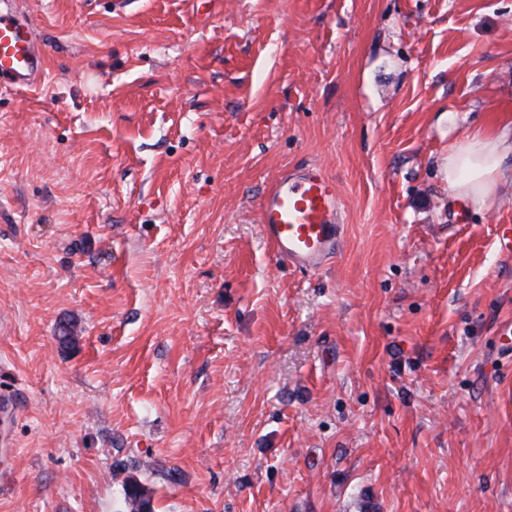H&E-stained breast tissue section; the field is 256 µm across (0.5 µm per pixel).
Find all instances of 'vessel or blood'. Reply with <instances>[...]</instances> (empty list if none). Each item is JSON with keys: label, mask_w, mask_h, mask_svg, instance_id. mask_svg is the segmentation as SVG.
Instances as JSON below:
<instances>
[{"label": "vessel or blood", "mask_w": 512, "mask_h": 512, "mask_svg": "<svg viewBox=\"0 0 512 512\" xmlns=\"http://www.w3.org/2000/svg\"><path fill=\"white\" fill-rule=\"evenodd\" d=\"M45 65L46 50L33 19L14 0H0V88L35 85ZM259 222L277 258L299 270H320L343 238L334 179L317 164L285 170L262 197Z\"/></svg>", "instance_id": "obj_1"}]
</instances>
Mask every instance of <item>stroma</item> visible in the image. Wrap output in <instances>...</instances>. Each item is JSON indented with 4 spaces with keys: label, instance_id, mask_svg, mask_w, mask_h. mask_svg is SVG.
I'll list each match as a JSON object with an SVG mask.
<instances>
[{
    "label": "stroma",
    "instance_id": "obj_1",
    "mask_svg": "<svg viewBox=\"0 0 512 512\" xmlns=\"http://www.w3.org/2000/svg\"><path fill=\"white\" fill-rule=\"evenodd\" d=\"M24 6L0 512H125L131 477L155 512H512V181L477 211L440 172L512 126V0ZM303 163L344 224L316 272L258 221Z\"/></svg>",
    "mask_w": 512,
    "mask_h": 512
}]
</instances>
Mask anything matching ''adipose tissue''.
Here are the masks:
<instances>
[{
  "label": "adipose tissue",
  "instance_id": "adipose-tissue-1",
  "mask_svg": "<svg viewBox=\"0 0 512 512\" xmlns=\"http://www.w3.org/2000/svg\"><path fill=\"white\" fill-rule=\"evenodd\" d=\"M512 130L495 135L478 134L459 147L450 148L441 165L443 177L456 196L483 208L500 182L512 180Z\"/></svg>",
  "mask_w": 512,
  "mask_h": 512
}]
</instances>
